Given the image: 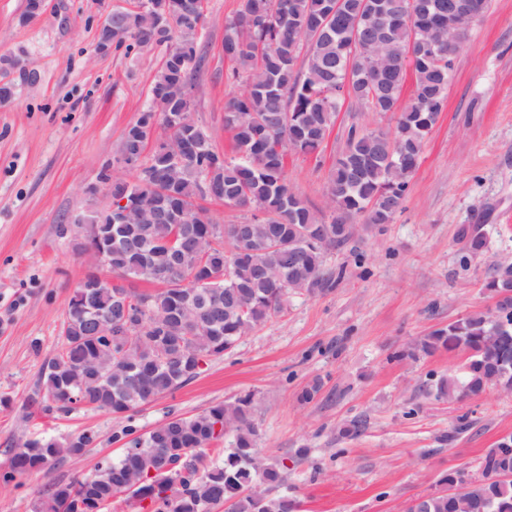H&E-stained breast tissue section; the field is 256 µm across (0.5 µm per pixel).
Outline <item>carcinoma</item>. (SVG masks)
I'll list each match as a JSON object with an SVG mask.
<instances>
[{
  "mask_svg": "<svg viewBox=\"0 0 512 512\" xmlns=\"http://www.w3.org/2000/svg\"><path fill=\"white\" fill-rule=\"evenodd\" d=\"M204 0H149L143 11H112L114 48L165 47L151 102L123 134L138 162L130 182L112 181V199L149 211L148 224L108 225L110 288L75 289L65 312L59 350L46 358L27 397L30 413L68 414L81 407L117 417L171 395L199 376L203 364L282 312L288 294L323 292L342 272L325 254L346 245L361 217L389 224L402 205L427 137L444 111L454 55L439 40L448 27V0H241L224 24V56L246 90L224 109L233 155L218 152L207 131L187 127L145 155L156 130L189 111L183 88L199 69L197 24ZM413 91L401 106L407 71ZM392 114V128L351 126L326 184L330 219L288 184V152L319 155L341 102ZM217 198L253 208L250 222L215 224L203 203ZM458 241L470 257L483 254L481 224H465ZM136 281L156 282L154 293ZM495 309L475 311L434 329L410 355L445 350L467 354L463 366L429 378L424 392L440 402L478 397L492 387L512 390V268L486 284ZM112 314V338L92 336L91 310ZM231 435L224 459L210 447ZM253 398L240 397L193 416L170 413L139 434L126 427L117 460L96 462L79 481L54 484L36 512H103L123 497L139 512H295L294 500L273 491L286 465L261 457ZM97 441L83 430L59 441L29 439L13 449L10 482L55 461L82 454ZM512 436L497 441L479 464L466 496L441 487L408 502L406 512H512Z\"/></svg>",
  "mask_w": 512,
  "mask_h": 512,
  "instance_id": "cac0c4a2",
  "label": "carcinoma"
}]
</instances>
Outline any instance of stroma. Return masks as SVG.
Segmentation results:
<instances>
[{
    "label": "stroma",
    "instance_id": "obj_1",
    "mask_svg": "<svg viewBox=\"0 0 512 512\" xmlns=\"http://www.w3.org/2000/svg\"><path fill=\"white\" fill-rule=\"evenodd\" d=\"M135 2L43 0L28 19L26 0H0V56L27 66L8 73L14 95L0 104V397L10 400L0 408V473L26 439L59 440L84 429L99 435L80 457L0 482V512H35L48 485L84 478L99 459L118 456L112 434L125 422L146 431L168 411L194 415L247 394L259 448L287 466L295 512H404L447 474L476 472L486 450L512 435V395L491 389L435 401L422 386L458 368L464 355L394 354L491 306L485 285L499 264L512 263V0H490L456 54L446 107L402 211L327 253V264L343 272L331 290L289 296L231 354L131 420L88 407L60 420L29 416L28 394L43 360L60 346L68 302L86 273L75 250L81 229L63 236L58 227L108 207L96 176L148 102L161 65L159 48L96 51L107 15ZM239 5L207 0L195 77L194 117L225 154L232 142L224 108L244 86L224 55V22ZM353 124L390 128L395 120L347 100L321 156L288 154V182L310 204L324 206L329 169ZM463 224L483 225L484 255L464 259L457 239ZM315 379L320 393L299 403ZM463 418L470 426L461 431ZM353 419L365 420L364 430L342 437ZM300 448L306 457L297 456Z\"/></svg>",
    "mask_w": 512,
    "mask_h": 512
}]
</instances>
